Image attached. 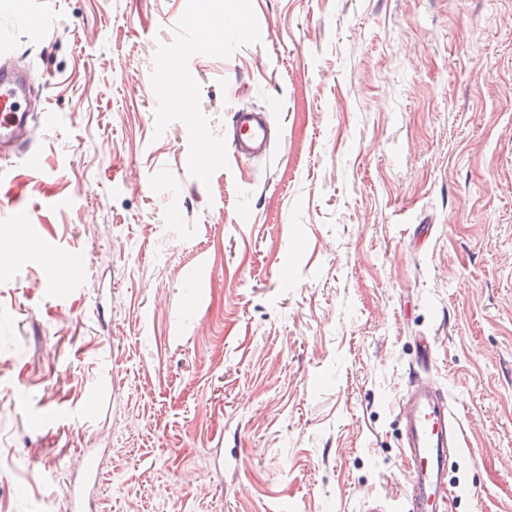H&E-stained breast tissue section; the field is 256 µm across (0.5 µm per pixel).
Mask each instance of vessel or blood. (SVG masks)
Returning <instances> with one entry per match:
<instances>
[{
    "label": "vessel or blood",
    "mask_w": 512,
    "mask_h": 512,
    "mask_svg": "<svg viewBox=\"0 0 512 512\" xmlns=\"http://www.w3.org/2000/svg\"><path fill=\"white\" fill-rule=\"evenodd\" d=\"M27 84L16 65L13 49L0 43V149L27 141L32 113L26 112ZM270 115L234 110L232 126L224 136V150L237 159L265 156L270 148ZM404 453L411 462L409 512H437L447 483L446 463L455 445V432L442 391L419 382L412 405L405 413Z\"/></svg>",
    "instance_id": "vessel-or-blood-1"
}]
</instances>
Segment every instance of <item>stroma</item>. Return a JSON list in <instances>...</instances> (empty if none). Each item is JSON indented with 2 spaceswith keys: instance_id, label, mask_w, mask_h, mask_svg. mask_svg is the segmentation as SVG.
Masks as SVG:
<instances>
[{
  "instance_id": "obj_1",
  "label": "stroma",
  "mask_w": 512,
  "mask_h": 512,
  "mask_svg": "<svg viewBox=\"0 0 512 512\" xmlns=\"http://www.w3.org/2000/svg\"><path fill=\"white\" fill-rule=\"evenodd\" d=\"M31 4L0 36L56 121L0 157V228L36 226L0 238V512H70L92 457L93 512H406L423 379L442 512H512V0ZM217 17L255 34L207 48ZM237 108L266 157L216 154ZM450 411L442 391L419 381L405 413V455L410 459L409 512H436L445 493L446 463L455 445Z\"/></svg>"
}]
</instances>
